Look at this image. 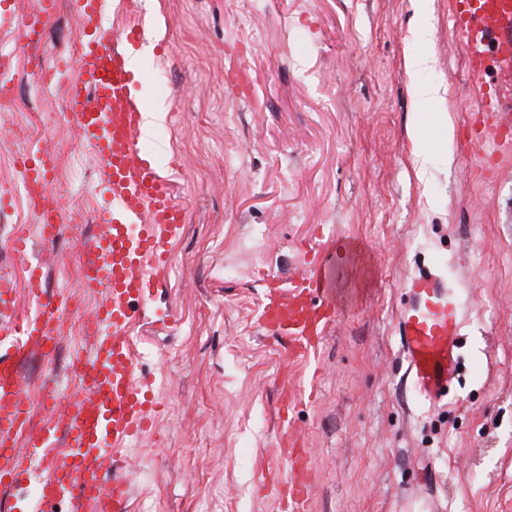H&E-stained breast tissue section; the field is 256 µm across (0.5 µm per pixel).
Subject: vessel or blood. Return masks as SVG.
<instances>
[{
	"mask_svg": "<svg viewBox=\"0 0 512 512\" xmlns=\"http://www.w3.org/2000/svg\"><path fill=\"white\" fill-rule=\"evenodd\" d=\"M56 0H39L35 12H0V23L17 33L15 52L37 51L42 17ZM78 49L70 64L48 74L66 89L65 108L82 143L103 163L100 181L105 206L103 229L81 264L83 282L99 297L90 314L91 331L70 352L68 379L46 388L47 418L38 421L23 368L32 359L52 362L61 342L60 326L71 316L65 291L46 289L41 264L29 267L33 314L0 325L11 337L0 352V489L16 492L19 512H128L137 487L136 469L122 465L124 450L149 434L165 411L155 383L136 363L132 327L157 287V273L170 262L169 244L183 222L164 168L141 138L142 106L130 67V31L114 33L106 0H74ZM450 19L466 55L476 89L473 110L483 119L473 141L512 134V0H450ZM56 160L28 154L19 186L34 198L37 240L9 241L11 252L29 258L34 243L54 244L64 230V213L47 187ZM303 266L288 285L269 284L259 307L262 324L300 356L314 355L336 316L330 299V268L321 248L302 250ZM462 307L444 271L425 272L406 287L397 317L407 377L416 395L437 404L458 373L457 339ZM289 434L277 457L292 469L290 512H304L308 461Z\"/></svg>",
	"mask_w": 512,
	"mask_h": 512,
	"instance_id": "b4317fda",
	"label": "vessel or blood"
}]
</instances>
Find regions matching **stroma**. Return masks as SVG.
<instances>
[{
	"label": "stroma",
	"instance_id": "35a3bbf8",
	"mask_svg": "<svg viewBox=\"0 0 512 512\" xmlns=\"http://www.w3.org/2000/svg\"><path fill=\"white\" fill-rule=\"evenodd\" d=\"M46 20L45 63L77 36L71 0ZM418 0H110L113 26L144 34L146 104L172 118L158 163L185 164L175 196L186 221L150 311L139 366L157 379L160 434L131 447L133 512H279L262 482L286 430L314 468L307 512H512V148L486 181L463 125L473 80L449 17L433 0L431 35H412ZM411 56L430 67L407 71ZM0 112L5 234L36 238L11 177L25 147L53 155L65 212L38 250L48 289L81 293L80 262L99 231V159L64 117L65 89L37 88L15 63ZM436 87L432 112L417 86ZM445 165L417 177L413 138ZM358 249L334 279L336 322L321 372L261 328L266 284L299 271L322 227ZM437 268L463 303L460 375L429 409L406 382L397 312L406 281Z\"/></svg>",
	"mask_w": 512,
	"mask_h": 512
}]
</instances>
